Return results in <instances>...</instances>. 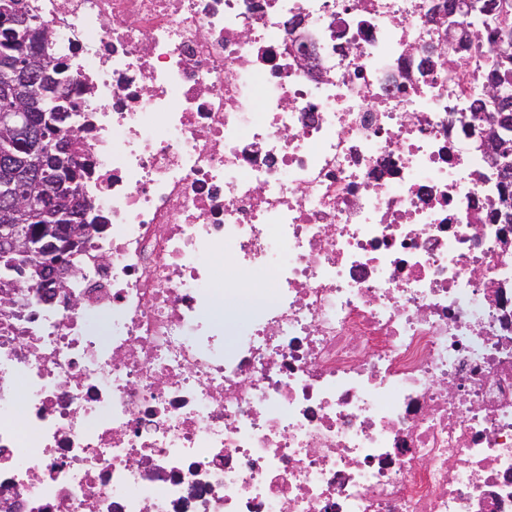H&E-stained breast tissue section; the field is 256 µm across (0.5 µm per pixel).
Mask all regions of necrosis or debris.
Here are the masks:
<instances>
[{
	"instance_id": "necrosis-or-debris-1",
	"label": "necrosis or debris",
	"mask_w": 512,
	"mask_h": 512,
	"mask_svg": "<svg viewBox=\"0 0 512 512\" xmlns=\"http://www.w3.org/2000/svg\"><path fill=\"white\" fill-rule=\"evenodd\" d=\"M96 226L0 306V512H512L490 44L447 0H26ZM271 273L231 320L217 263Z\"/></svg>"
}]
</instances>
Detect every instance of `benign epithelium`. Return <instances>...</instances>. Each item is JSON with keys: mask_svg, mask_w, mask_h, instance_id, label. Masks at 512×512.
<instances>
[{"mask_svg": "<svg viewBox=\"0 0 512 512\" xmlns=\"http://www.w3.org/2000/svg\"><path fill=\"white\" fill-rule=\"evenodd\" d=\"M29 62L15 64L11 76L0 84V126L16 133L28 132L26 150L17 155H9L0 163V193L11 200V205L0 211V249L7 255H14L13 265L20 274H25L29 266L37 268L42 287L53 285L62 288L72 271L71 252L83 241L84 223L87 214H72L59 205V199L70 198L75 189L65 175L56 180L55 191L45 192L37 187L38 174L46 167V157L52 147L43 138H33L31 133L39 126L28 123L27 109L19 105L17 94L22 85L29 83L32 72H37L45 81L51 80L57 69L54 57L44 54ZM512 130V110L505 108L496 116L488 133L480 141V147H489L495 155L504 182L512 179V165L506 158L512 155V144L504 141L500 133ZM34 211L62 220L58 229H51L44 237H33L22 233V224Z\"/></svg>", "mask_w": 512, "mask_h": 512, "instance_id": "obj_1", "label": "benign epithelium"}]
</instances>
